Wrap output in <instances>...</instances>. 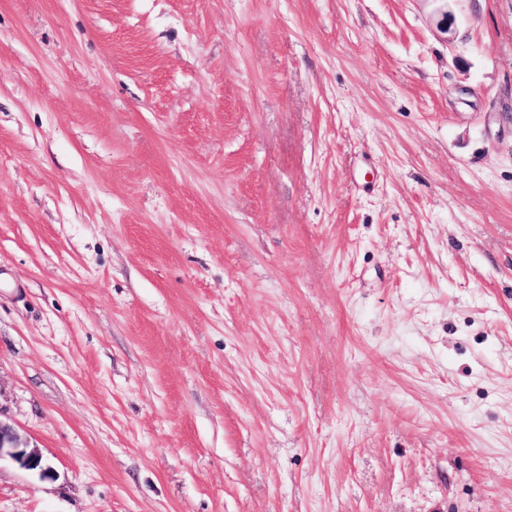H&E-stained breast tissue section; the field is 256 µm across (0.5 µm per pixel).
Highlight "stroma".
I'll return each mask as SVG.
<instances>
[{"instance_id": "obj_1", "label": "stroma", "mask_w": 512, "mask_h": 512, "mask_svg": "<svg viewBox=\"0 0 512 512\" xmlns=\"http://www.w3.org/2000/svg\"><path fill=\"white\" fill-rule=\"evenodd\" d=\"M0 512H512V0H0ZM10 459L22 469L30 471L40 480L51 479L55 469L51 461L36 448L30 447L18 430L0 419V461Z\"/></svg>"}]
</instances>
